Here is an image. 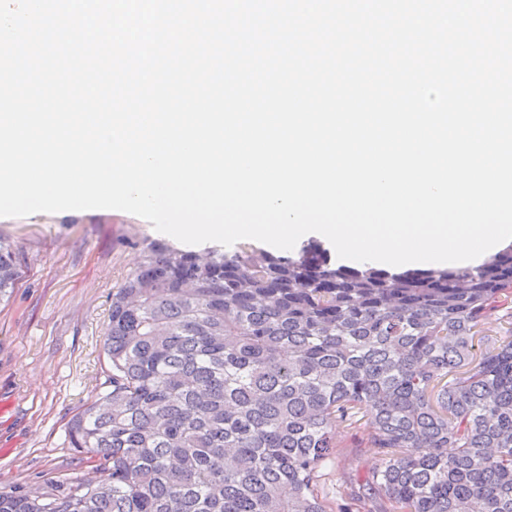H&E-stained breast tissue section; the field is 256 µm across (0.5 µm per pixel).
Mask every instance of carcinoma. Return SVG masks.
Returning a JSON list of instances; mask_svg holds the SVG:
<instances>
[{"instance_id":"cac0c4a2","label":"carcinoma","mask_w":512,"mask_h":512,"mask_svg":"<svg viewBox=\"0 0 512 512\" xmlns=\"http://www.w3.org/2000/svg\"><path fill=\"white\" fill-rule=\"evenodd\" d=\"M17 278L0 241V300ZM104 350L110 390L67 436L106 478L0 491V512H512V247L390 271L317 242L154 244ZM340 423L377 463L330 491Z\"/></svg>"}]
</instances>
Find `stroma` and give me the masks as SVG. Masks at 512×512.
Here are the masks:
<instances>
[{"label": "stroma", "mask_w": 512, "mask_h": 512, "mask_svg": "<svg viewBox=\"0 0 512 512\" xmlns=\"http://www.w3.org/2000/svg\"><path fill=\"white\" fill-rule=\"evenodd\" d=\"M0 238L13 244L20 272L0 302V490L40 489L50 478L90 473L66 428L106 391L112 290L150 244L179 242L118 210L0 217ZM338 434L337 462L324 477L330 486L376 463L361 435L343 426Z\"/></svg>", "instance_id": "obj_1"}]
</instances>
